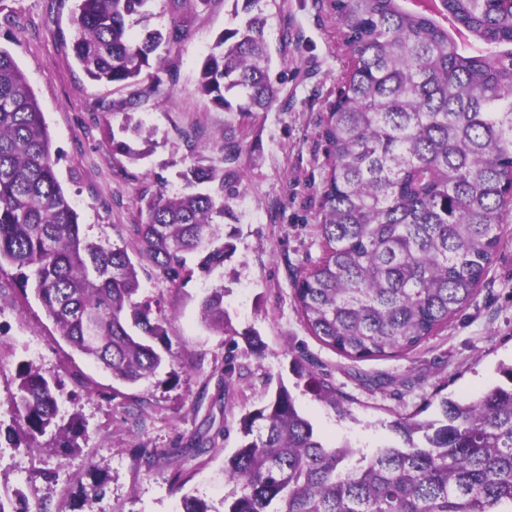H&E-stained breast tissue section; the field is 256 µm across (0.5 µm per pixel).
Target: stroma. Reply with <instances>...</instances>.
Wrapping results in <instances>:
<instances>
[{
    "mask_svg": "<svg viewBox=\"0 0 512 512\" xmlns=\"http://www.w3.org/2000/svg\"><path fill=\"white\" fill-rule=\"evenodd\" d=\"M329 0H268L270 77L279 88L266 112L240 114L213 107L197 92L200 65L230 24L231 0H198L184 37L161 54L174 81L143 82L149 100L135 116L151 130L132 140L138 162L113 154L121 135L127 91L89 80L71 47L77 0H0L10 23L0 25V48L26 74L59 150L57 177L72 200L87 237L115 244L127 227L144 222L143 196L182 189L181 171L194 163L223 167L224 139L243 148L241 194L234 219L224 222L235 252L208 275L174 286L153 272L142 275L144 297L160 301L172 319V350L185 373L126 386L99 364L74 352L58 335L34 293H26L15 269L0 271V416L16 390V368L27 362L59 376L64 396H75L87 422L80 451L59 461L53 450H12L0 439V493L22 490L50 512H81L83 493L104 481L96 512H183L184 496L218 501L232 496L224 461L241 441L240 418L266 401L278 383L292 387L297 406L327 444L351 441L363 454L396 442L397 415L428 401L479 396L497 378L498 364L512 362V215L502 242L469 304L414 351L396 357L350 361L322 344L305 326L292 298V281L320 261L323 184L332 158L322 136L343 85L349 50ZM224 286L229 330L217 335L200 320L203 297ZM332 382L344 395V414L323 406L291 372L293 357ZM235 366V398L224 404L214 371L225 359ZM151 403L143 428L128 420L129 397ZM206 433L212 451L190 462L191 480L173 486L165 466L135 467L137 445L170 448Z\"/></svg>",
    "mask_w": 512,
    "mask_h": 512,
    "instance_id": "stroma-1",
    "label": "stroma"
}]
</instances>
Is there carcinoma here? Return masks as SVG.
I'll return each instance as SVG.
<instances>
[{
    "instance_id": "obj_1",
    "label": "carcinoma",
    "mask_w": 512,
    "mask_h": 512,
    "mask_svg": "<svg viewBox=\"0 0 512 512\" xmlns=\"http://www.w3.org/2000/svg\"><path fill=\"white\" fill-rule=\"evenodd\" d=\"M153 0H78L72 50L84 74L119 87L139 84L155 52L179 41L190 17L135 35ZM246 18L224 33L202 62L197 91L226 112H258L278 97L269 77L263 0H233ZM407 0H332L353 65L326 120L333 160L323 186L320 233L326 253L292 283L303 320L323 344L350 359L411 351L470 302L512 213V11L492 0H436L435 11ZM241 145L224 140V163L181 173L182 191L144 199L147 219L119 246L80 233L79 214L58 180L57 158L24 72L0 48V269L7 263L33 285L56 330L112 378L137 385L174 364L161 304L141 297L147 262L170 283L206 274L235 250L221 221L240 195ZM209 188L195 190L199 185ZM138 262H133L130 254ZM226 288L201 303L202 322L225 333ZM292 371L333 409L342 392L298 360ZM473 400L443 398L434 419L400 416L402 444L367 456L348 440L323 442L284 384L243 420L241 445L224 464L239 491L219 503L195 496L183 512H512V365ZM12 397V447L81 448L79 412L62 406L60 380L21 363ZM147 405L125 413L143 426ZM203 437L189 448L133 452L148 470L164 463L173 484L190 479L188 460L208 455ZM21 490L0 512L22 509Z\"/></svg>"
}]
</instances>
